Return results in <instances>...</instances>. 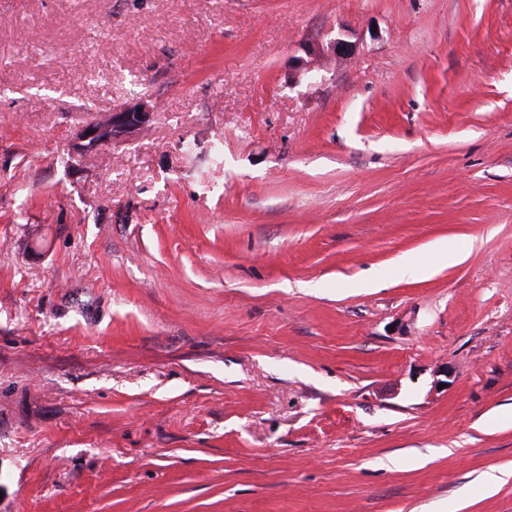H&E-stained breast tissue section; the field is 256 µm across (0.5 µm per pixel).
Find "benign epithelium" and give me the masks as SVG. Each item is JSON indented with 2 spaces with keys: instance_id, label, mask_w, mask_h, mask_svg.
I'll list each match as a JSON object with an SVG mask.
<instances>
[{
  "instance_id": "benign-epithelium-1",
  "label": "benign epithelium",
  "mask_w": 512,
  "mask_h": 512,
  "mask_svg": "<svg viewBox=\"0 0 512 512\" xmlns=\"http://www.w3.org/2000/svg\"><path fill=\"white\" fill-rule=\"evenodd\" d=\"M302 50L305 57L297 59V65L288 72L290 85L311 77L321 61L352 55L355 44L338 36L325 45L305 43ZM155 112L156 105L147 99L103 111L71 138L70 161L76 167H83L104 148L143 135L151 126Z\"/></svg>"
}]
</instances>
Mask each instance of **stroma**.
<instances>
[{"instance_id":"1","label":"stroma","mask_w":512,"mask_h":512,"mask_svg":"<svg viewBox=\"0 0 512 512\" xmlns=\"http://www.w3.org/2000/svg\"><path fill=\"white\" fill-rule=\"evenodd\" d=\"M0 512H512V0H0ZM302 50L306 58H298L297 65L288 72V85L299 84L303 79L311 77L317 63L337 57L350 56L355 51V44L341 35L333 38L326 45L318 43H304ZM155 112L156 105L148 99L102 111L99 118L83 125L71 138L70 161L76 167H83L104 148L143 135L151 126Z\"/></svg>"}]
</instances>
